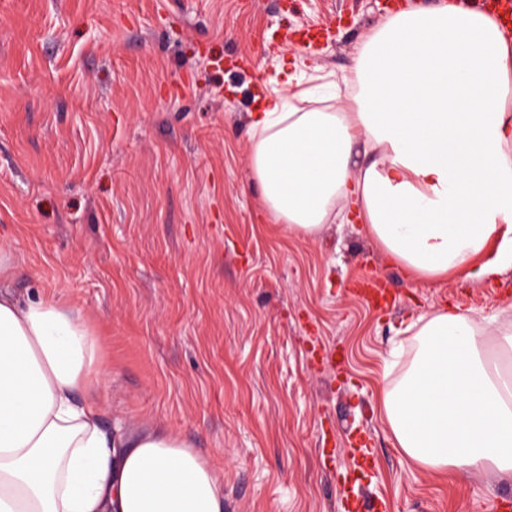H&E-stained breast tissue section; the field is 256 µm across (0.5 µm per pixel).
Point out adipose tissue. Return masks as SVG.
I'll return each instance as SVG.
<instances>
[{
	"label": "adipose tissue",
	"mask_w": 512,
	"mask_h": 512,
	"mask_svg": "<svg viewBox=\"0 0 512 512\" xmlns=\"http://www.w3.org/2000/svg\"><path fill=\"white\" fill-rule=\"evenodd\" d=\"M353 111L250 112V179L274 223L311 236L343 205L411 280L512 267V36L466 0L406 7L353 58ZM497 263H482L492 240ZM384 387L392 437L417 467L512 478V318L422 319ZM108 378L72 307L0 292V512H224L219 478L182 436L103 431Z\"/></svg>",
	"instance_id": "adipose-tissue-1"
}]
</instances>
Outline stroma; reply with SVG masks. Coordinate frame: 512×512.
<instances>
[{"mask_svg": "<svg viewBox=\"0 0 512 512\" xmlns=\"http://www.w3.org/2000/svg\"><path fill=\"white\" fill-rule=\"evenodd\" d=\"M385 0H0V241L13 285L71 306L111 373L105 430L161 424L223 477L224 512H512V479L397 448L380 394L419 318L512 316V268L410 281L361 224L264 212L247 114L271 94L351 105ZM296 44L290 84L263 52ZM378 281L389 302L358 289ZM405 357L390 365L392 343Z\"/></svg>", "mask_w": 512, "mask_h": 512, "instance_id": "1", "label": "stroma"}]
</instances>
